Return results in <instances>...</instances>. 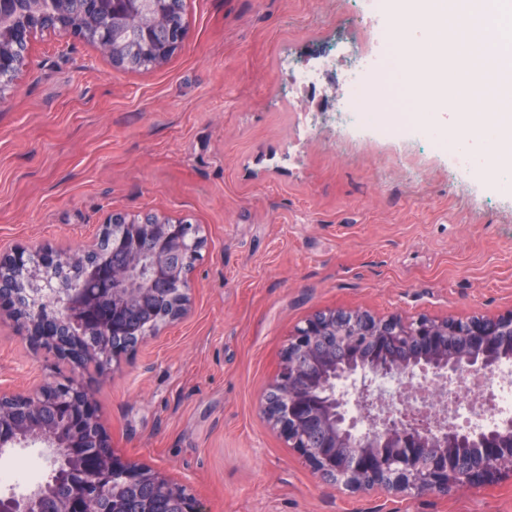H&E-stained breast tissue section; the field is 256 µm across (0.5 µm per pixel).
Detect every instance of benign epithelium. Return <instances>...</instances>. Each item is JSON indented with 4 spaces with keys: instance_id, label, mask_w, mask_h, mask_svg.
<instances>
[{
    "instance_id": "7a95c632",
    "label": "benign epithelium",
    "mask_w": 512,
    "mask_h": 512,
    "mask_svg": "<svg viewBox=\"0 0 512 512\" xmlns=\"http://www.w3.org/2000/svg\"><path fill=\"white\" fill-rule=\"evenodd\" d=\"M70 0H60L54 14L55 29L64 36L85 39L94 33L95 45L111 55L112 22L132 17L141 0H84L81 15L70 11ZM156 21L142 26V40L154 47L160 66L179 50L187 27L170 23L163 30L158 22L170 11V0H155ZM15 20L0 31V77L12 76L26 66L14 45L41 28L44 14L36 0H0V20ZM124 252L111 263L100 264L96 282L109 285L123 280L124 294L102 305L75 279L70 286L40 294L33 308H17L15 319L24 335L34 339L57 360L69 364L73 375L62 381L54 372L40 376L24 392L0 389V454L37 446L51 468V479L37 483L21 494H0V512H89V504L112 487V473L125 478L122 497L112 498L107 512H166L178 503L181 512H201L186 486L159 471L101 453L88 462V449L110 447L97 414L94 398L81 371L91 361L92 349L70 327L105 325L115 332L113 317L126 305L148 295L169 299L172 308L158 321L162 326L189 314L191 285L188 273L154 287V281L139 288L144 254L143 236L153 239V266L164 270L170 256L180 257L198 248L196 227L165 215L151 224H134L115 213L103 232ZM98 242L88 241L75 250H60L53 259L37 248L0 250V300L11 299L6 280L17 267L27 269L33 285L46 270L90 264ZM330 341L321 360L329 371L321 379V394L313 397L307 384L312 379L306 362L312 360L315 341ZM348 355L336 362L340 354ZM512 362V314L474 317L466 320H435L418 316L375 317L360 309H333L316 313L296 327L285 348L279 371L270 389L280 392L282 402L262 399L270 425L297 449L321 476L337 486L360 492H382L419 497L448 494L464 483L494 481L512 468V418L487 426L464 427L447 407L438 411L426 393V384L443 394L469 391L467 381L496 376L501 366ZM401 381V392L387 399L373 385L381 378ZM349 382L355 387V405L349 408L339 389Z\"/></svg>"
}]
</instances>
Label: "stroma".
Listing matches in <instances>:
<instances>
[{
  "instance_id": "stroma-1",
  "label": "stroma",
  "mask_w": 512,
  "mask_h": 512,
  "mask_svg": "<svg viewBox=\"0 0 512 512\" xmlns=\"http://www.w3.org/2000/svg\"><path fill=\"white\" fill-rule=\"evenodd\" d=\"M386 0H185L162 66L113 67L92 44L35 33L0 102V248L59 250L112 213L200 228L190 313L88 366L113 451L184 484L203 512H512V475L405 499L339 490L261 411L295 328L329 309L468 319L512 312V189L459 172L428 107L392 80L377 98L414 129L345 123L323 98L381 49ZM329 58L321 87L296 81ZM67 366L0 306V386Z\"/></svg>"
}]
</instances>
